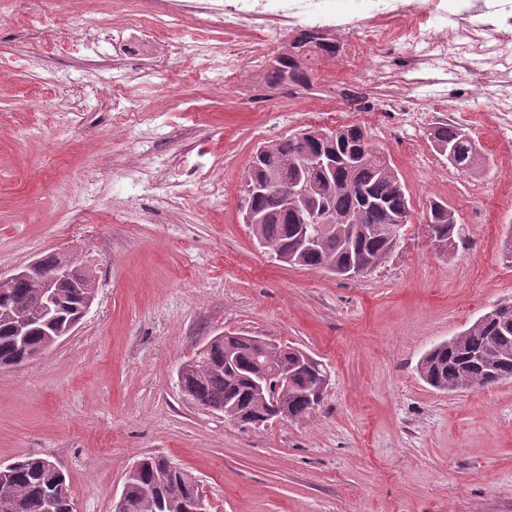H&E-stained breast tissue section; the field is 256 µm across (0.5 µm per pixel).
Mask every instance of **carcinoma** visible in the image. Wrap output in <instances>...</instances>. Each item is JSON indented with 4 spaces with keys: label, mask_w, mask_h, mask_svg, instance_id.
Masks as SVG:
<instances>
[{
    "label": "carcinoma",
    "mask_w": 512,
    "mask_h": 512,
    "mask_svg": "<svg viewBox=\"0 0 512 512\" xmlns=\"http://www.w3.org/2000/svg\"><path fill=\"white\" fill-rule=\"evenodd\" d=\"M301 46L310 50L309 62L297 65L288 57L268 72L273 86L285 82L308 87L315 60L334 57L339 46L331 39L320 41L317 30L301 29L294 35ZM431 139L448 163L458 171L468 172L482 165L481 146L462 127L450 123L432 128ZM259 166L248 168L258 180L278 178L283 182L305 168L307 157L318 151L314 140H298L291 135L262 145ZM379 152L358 125L336 128L335 168L328 180L317 179L313 202L325 203L336 216L323 231L309 227L317 241L298 247V223L293 211H285L282 195L276 191L259 198L246 196L248 206L262 220L250 225L256 240L282 262L304 268L323 269L340 277L349 266L366 271L381 264L398 243L403 225L398 220L410 214L411 198L398 172L390 161L375 158ZM427 224L435 242L453 251L461 240L454 213L442 201L431 203ZM84 288H63L58 307L61 319L77 312ZM0 369L18 365L19 357L35 353L49 340L45 332L51 328L35 314L34 299L39 288L26 282L11 288H0ZM292 346L271 347L256 354L253 344L239 336L226 335L203 356L184 361L180 369L183 380L194 389L197 398L224 409L228 417L249 415L261 418L270 406L268 396L254 392L250 378L262 363L271 370L281 366L293 369L288 387L277 392L279 402L288 408L292 418H303L315 410L319 402L312 400L316 383L312 369L294 367ZM487 362L501 378L512 377V310L503 313L490 310L479 317L460 340L435 345L419 364L421 377L433 388L454 391L463 388L460 373L465 364L472 366L475 385L491 382L480 376V365ZM49 458L24 455L0 474V505L9 504L16 512H73L66 475L48 466ZM124 492L132 512H188L193 497L190 484L181 471L167 467L166 458L149 456L138 461V468L128 473Z\"/></svg>",
    "instance_id": "obj_1"
}]
</instances>
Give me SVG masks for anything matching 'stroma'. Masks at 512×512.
<instances>
[{
  "label": "stroma",
  "instance_id": "1",
  "mask_svg": "<svg viewBox=\"0 0 512 512\" xmlns=\"http://www.w3.org/2000/svg\"><path fill=\"white\" fill-rule=\"evenodd\" d=\"M0 271L63 252L96 272L75 333L34 361L0 369V462L34 454L66 474L75 512H112L149 455L196 476L211 512H512V380L437 390L418 372L435 345L512 303V130L451 74L424 109L395 82L372 84L343 54L307 88L256 93L269 59H244L225 84L211 56L226 39L284 44L271 22L230 31L216 12L169 21L152 0H0ZM161 29L205 51L157 69L122 54L116 32ZM37 61H30L33 48ZM396 167L412 215L394 252L351 279L279 261L241 209L260 144L357 123ZM335 119L314 121L320 104ZM427 110L424 123L400 114ZM461 125L485 165L460 172L433 126ZM465 243L436 249L432 201ZM303 349L327 373L320 405L296 420L242 427L188 403L178 368L220 333Z\"/></svg>",
  "mask_w": 512,
  "mask_h": 512
}]
</instances>
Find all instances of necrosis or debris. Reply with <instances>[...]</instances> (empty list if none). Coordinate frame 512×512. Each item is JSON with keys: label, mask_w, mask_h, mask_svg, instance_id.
Instances as JSON below:
<instances>
[{"label": "necrosis or debris", "mask_w": 512, "mask_h": 512, "mask_svg": "<svg viewBox=\"0 0 512 512\" xmlns=\"http://www.w3.org/2000/svg\"><path fill=\"white\" fill-rule=\"evenodd\" d=\"M307 22L338 28L347 36L349 65L372 57L370 77L385 75L390 48L405 33L413 46L396 73L399 83L422 90L435 104L434 71L465 74L494 101L497 111L512 112V0H425L414 10L407 0H227L224 25L243 21Z\"/></svg>", "instance_id": "4bbe7bcc"}]
</instances>
